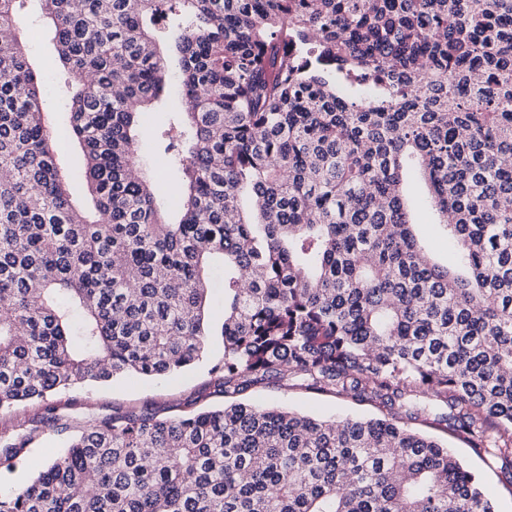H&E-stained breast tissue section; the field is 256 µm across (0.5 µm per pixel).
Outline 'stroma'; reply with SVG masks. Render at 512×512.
Here are the masks:
<instances>
[{"label": "stroma", "instance_id": "stroma-1", "mask_svg": "<svg viewBox=\"0 0 512 512\" xmlns=\"http://www.w3.org/2000/svg\"><path fill=\"white\" fill-rule=\"evenodd\" d=\"M17 33L25 44L28 60L41 79L43 109L51 125L66 122L75 79L59 64L53 34L46 25L38 0H21L18 6ZM178 94L162 95L154 110L142 115V146L140 164L149 177L155 178L162 201H169L176 190L173 176L164 175L165 160L157 147L161 126L169 113L178 111ZM224 272L212 275L209 321L213 331L205 357L196 366L168 377L141 378L128 376L109 385H91L58 394L56 400L66 413L82 419L117 409L166 408L178 413L185 404L201 402L220 404V397L211 393V369L224 356V342L220 334L224 321ZM247 400L260 404H277L294 410L327 418L345 415L374 416L378 410L367 403H358L346 396L324 394L287 386L267 384L251 389ZM420 431L433 435L448 444L480 478L483 490L494 503L497 512H512V471L501 463L487 459L470 448L468 443L453 436L440 426L419 423ZM65 434L48 430L31 450L32 466L9 473L0 469V491L22 488L33 477L38 467L63 451Z\"/></svg>", "mask_w": 512, "mask_h": 512}]
</instances>
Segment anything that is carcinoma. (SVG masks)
<instances>
[{
  "mask_svg": "<svg viewBox=\"0 0 512 512\" xmlns=\"http://www.w3.org/2000/svg\"><path fill=\"white\" fill-rule=\"evenodd\" d=\"M0 0V467L46 429L63 455L0 512H496L411 428L433 419L512 463V0H40L78 79L67 138ZM179 15L184 111L161 135L179 220L138 168L139 117L170 72L152 19ZM429 187L457 273L415 233ZM224 264L219 408L77 422L52 396L203 358ZM376 405L316 419L241 396L272 381ZM62 174L66 177L73 199L80 205L91 207V198L82 169L81 152L78 145L71 148L64 142L58 155Z\"/></svg>",
  "mask_w": 512,
  "mask_h": 512,
  "instance_id": "carcinoma-1",
  "label": "carcinoma"
}]
</instances>
